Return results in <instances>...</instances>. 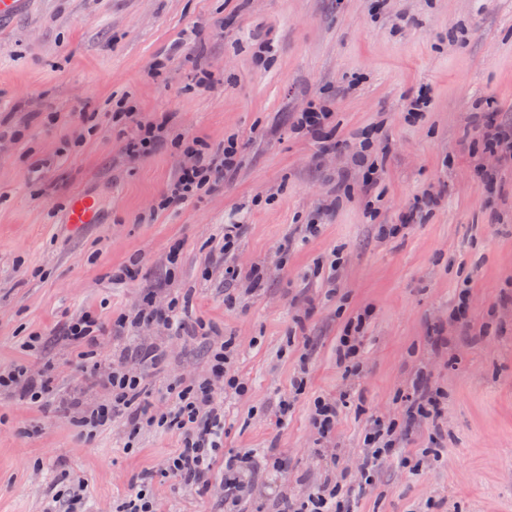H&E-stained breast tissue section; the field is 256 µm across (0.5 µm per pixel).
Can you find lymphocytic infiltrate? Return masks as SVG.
Segmentation results:
<instances>
[{"label":"lymphocytic infiltrate","instance_id":"lymphocytic-infiltrate-1","mask_svg":"<svg viewBox=\"0 0 512 512\" xmlns=\"http://www.w3.org/2000/svg\"><path fill=\"white\" fill-rule=\"evenodd\" d=\"M237 148L238 144L232 138L211 154L192 146L186 147L183 151L185 162L177 171L167 194L159 200L158 209L164 210L197 196L210 190L212 183L217 180L232 176L237 166ZM99 330L97 318L86 313L70 322L66 332L77 358L89 375L102 377L112 393L109 403L82 415L81 423L97 427L121 417L134 434L146 423L182 430V446L168 457L164 472L183 479L189 485L204 482L214 464L215 452L224 441V408L214 398L213 385L222 383L225 391L237 396L244 395L248 390L239 376L227 374L225 370L230 342H222L212 350L208 378L191 384L176 380L168 385L167 392L172 396L174 405L166 415L155 418L139 405L141 397L147 392L140 374L117 368L108 374H101V364L94 351ZM396 431L395 423L379 419L373 421L365 438L367 452L362 462L364 480H371L375 468L395 454L398 444Z\"/></svg>","mask_w":512,"mask_h":512}]
</instances>
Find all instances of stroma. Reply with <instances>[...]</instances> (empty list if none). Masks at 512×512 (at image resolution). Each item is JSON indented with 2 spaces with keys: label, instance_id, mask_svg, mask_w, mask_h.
<instances>
[{
  "label": "stroma",
  "instance_id": "1",
  "mask_svg": "<svg viewBox=\"0 0 512 512\" xmlns=\"http://www.w3.org/2000/svg\"><path fill=\"white\" fill-rule=\"evenodd\" d=\"M422 92L428 105L410 119ZM121 102L144 120L170 114L172 134L213 150L235 137L236 173L155 211L182 157L167 145L129 157ZM312 104L332 114L329 142L294 128ZM489 107L512 122V0H26L1 20L0 372L51 371L54 395L41 409L0 391V512H47L64 480L83 481L89 512H119L144 484L158 512H224L222 458L201 493L160 474L178 431L132 439L118 420L89 433L65 409L75 395L87 406L111 396L63 334L85 311L103 325L102 366L143 373L160 413L168 383L207 377L210 346L231 341L229 369L250 390L224 399L223 451L274 448L286 461L247 476L238 512H275V494L300 500L326 481L346 490L349 512H512V163L485 148ZM367 127L374 194L355 157ZM427 193L435 205L406 221ZM80 194L96 199L99 223H66ZM227 224L244 233L224 259ZM383 224L402 230L385 238ZM134 258L139 275L113 282ZM228 264L258 268L259 285L225 281ZM150 291L158 307L178 301L190 332L118 328ZM357 317L351 371L336 341ZM33 332L42 347L22 351ZM147 346L164 363L132 357ZM422 373L444 410L403 453L440 458L418 472L387 461L359 487L371 418L402 419ZM319 397L340 407L324 439Z\"/></svg>",
  "mask_w": 512,
  "mask_h": 512
}]
</instances>
